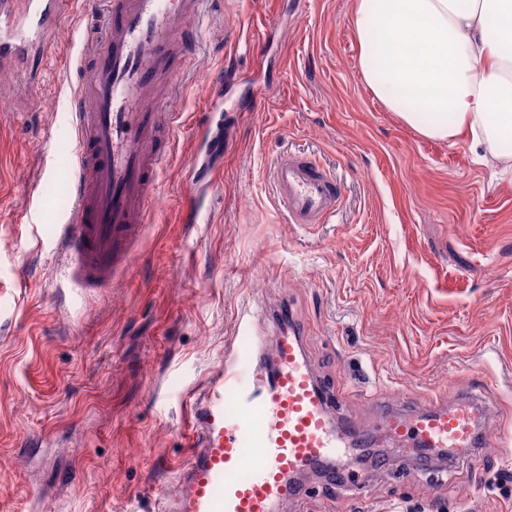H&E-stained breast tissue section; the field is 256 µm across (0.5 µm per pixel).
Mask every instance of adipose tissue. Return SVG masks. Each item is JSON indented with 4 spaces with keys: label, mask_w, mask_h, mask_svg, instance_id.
Segmentation results:
<instances>
[{
    "label": "adipose tissue",
    "mask_w": 512,
    "mask_h": 512,
    "mask_svg": "<svg viewBox=\"0 0 512 512\" xmlns=\"http://www.w3.org/2000/svg\"><path fill=\"white\" fill-rule=\"evenodd\" d=\"M360 74L421 136H469L512 183V0H355Z\"/></svg>",
    "instance_id": "1"
}]
</instances>
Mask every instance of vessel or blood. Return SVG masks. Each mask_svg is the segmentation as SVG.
Wrapping results in <instances>:
<instances>
[{"mask_svg":"<svg viewBox=\"0 0 512 512\" xmlns=\"http://www.w3.org/2000/svg\"><path fill=\"white\" fill-rule=\"evenodd\" d=\"M207 3L93 0L91 36L79 56L61 59L77 76L67 114L76 152L73 203L55 245L77 287H111L149 222L157 176L184 125L181 113L164 111L157 88L199 48ZM73 8L74 0H0V62L27 60ZM270 178L289 223H325L340 204L331 170L304 154H277ZM287 309L249 311L243 329L254 338L250 350L227 348L223 364L192 393L180 491L166 512H277L317 464L332 459L340 470H361L352 449L367 433L336 417L299 331L277 325ZM377 414L405 447L449 454L479 445L483 407L473 393L425 408L388 399L378 402Z\"/></svg>","mask_w":512,"mask_h":512,"instance_id":"obj_1","label":"vessel or blood"}]
</instances>
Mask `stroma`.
I'll list each match as a JSON object with an SVG mask.
<instances>
[{"label": "stroma", "mask_w": 512, "mask_h": 512, "mask_svg": "<svg viewBox=\"0 0 512 512\" xmlns=\"http://www.w3.org/2000/svg\"><path fill=\"white\" fill-rule=\"evenodd\" d=\"M354 0H209L204 37L165 109L198 116L224 75L222 181L188 224L184 176L204 143L176 136L139 254L119 287L63 273L53 237L70 204L76 82L57 56L86 27L65 19L42 60L0 65V512H157L185 460L187 393L256 303L288 301L316 374L389 460L288 512H512V184L466 140L420 136L363 81ZM241 39L229 44V36ZM270 85L251 99L246 80ZM316 155L343 186L326 223H288L269 167ZM486 385L499 415L480 448L433 469L379 435L373 401Z\"/></svg>", "instance_id": "35a3bbf8"}]
</instances>
